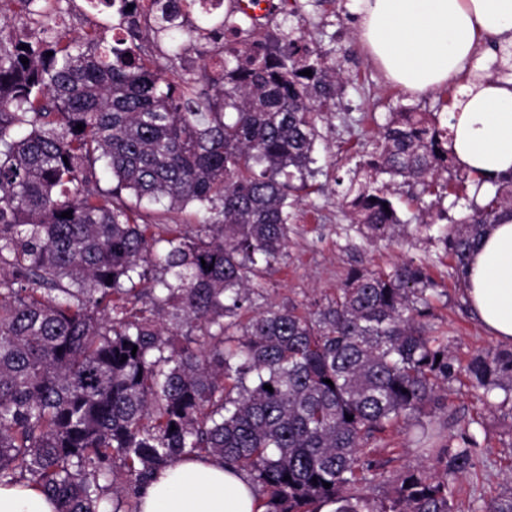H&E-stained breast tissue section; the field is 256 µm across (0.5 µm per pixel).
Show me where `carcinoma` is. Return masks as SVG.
<instances>
[{"label":"carcinoma","mask_w":512,"mask_h":512,"mask_svg":"<svg viewBox=\"0 0 512 512\" xmlns=\"http://www.w3.org/2000/svg\"><path fill=\"white\" fill-rule=\"evenodd\" d=\"M18 2L36 30L0 38V483L30 482L58 512H138L114 496V464L140 486L204 455L247 473L265 512H457L449 479L480 457L434 420L454 366L428 323L438 289L424 264L355 271L312 312L252 309L288 248L341 60L301 31L243 26L238 0L223 13L101 0L118 15L110 40L69 36L71 0H54L52 26L39 0ZM446 144L436 119L399 113L344 199L364 238L391 240L380 176L436 197L473 185L470 221L441 228L460 282L485 231L512 216V176L484 192L466 172L442 180ZM145 201L194 228L155 222ZM466 373L512 403V350ZM400 422L417 423L435 466L408 472L387 504L349 493L377 477L368 445ZM478 512H512V494Z\"/></svg>","instance_id":"cac0c4a2"}]
</instances>
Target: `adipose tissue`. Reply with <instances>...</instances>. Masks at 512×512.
<instances>
[{"instance_id": "obj_1", "label": "adipose tissue", "mask_w": 512, "mask_h": 512, "mask_svg": "<svg viewBox=\"0 0 512 512\" xmlns=\"http://www.w3.org/2000/svg\"><path fill=\"white\" fill-rule=\"evenodd\" d=\"M356 37L387 79L424 94L453 85L481 46L498 45L503 79L485 74L450 105L448 151L487 180L512 172V0H359ZM465 298L498 339L512 342V217L492 225L467 268ZM141 512H265L250 478L209 457L159 471ZM0 512H57L28 484L0 485Z\"/></svg>"}]
</instances>
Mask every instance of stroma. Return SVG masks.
Here are the masks:
<instances>
[{"mask_svg": "<svg viewBox=\"0 0 512 512\" xmlns=\"http://www.w3.org/2000/svg\"><path fill=\"white\" fill-rule=\"evenodd\" d=\"M356 0H287L271 17L275 32L302 28L322 51L345 55L343 89L336 110L320 128L314 157L316 173L300 192L286 255L265 273L252 292L254 308L271 304L308 305L331 296L356 270L390 269L403 260L425 263L443 298L434 300V325L448 337L457 372L448 382V399L437 421L442 435L457 444L462 433L479 444L481 464L452 481L454 501L461 512H473L481 500L512 494V410L496 399L480 400L463 368L468 360L506 344L493 337L469 313L462 288L453 276L454 260L441 241L417 234L418 224H460L473 213L471 199L447 195L439 200L422 192L420 185L390 183V199L400 228L393 241L368 243L351 229L343 203L344 189L355 168L370 157V142L386 124L390 113L417 110L448 114L446 100L454 92L441 89L415 95L391 83L358 42ZM380 464L377 478L363 485L369 498L391 497L400 477L427 466L413 435L398 428L372 440Z\"/></svg>", "mask_w": 512, "mask_h": 512, "instance_id": "obj_1", "label": "stroma"}]
</instances>
